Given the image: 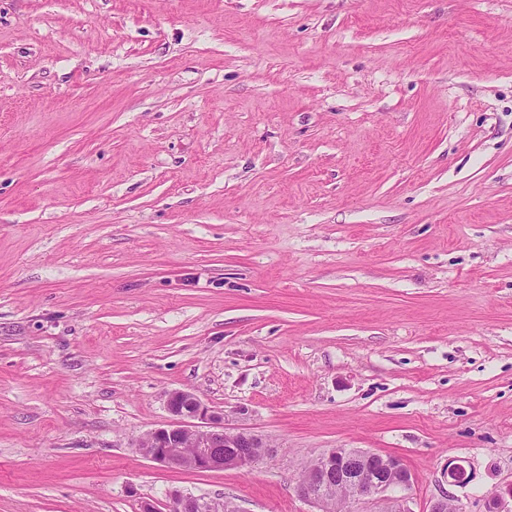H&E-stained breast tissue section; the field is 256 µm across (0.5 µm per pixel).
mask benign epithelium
I'll list each match as a JSON object with an SVG mask.
<instances>
[{
  "label": "benign epithelium",
  "instance_id": "obj_1",
  "mask_svg": "<svg viewBox=\"0 0 512 512\" xmlns=\"http://www.w3.org/2000/svg\"><path fill=\"white\" fill-rule=\"evenodd\" d=\"M166 408L171 420L152 429L139 441L147 459L193 471L251 468L270 455V445L260 435L224 426V413L214 410L188 391L168 394ZM196 420L206 425L194 424ZM412 475L394 455L354 449L332 448L306 467L297 480L300 497L316 506L318 512H346L340 493L348 501L383 500V512H411L406 499L383 497L395 488H407ZM141 512H238L228 500L218 503L191 493L174 491L165 510L152 502L141 505Z\"/></svg>",
  "mask_w": 512,
  "mask_h": 512
}]
</instances>
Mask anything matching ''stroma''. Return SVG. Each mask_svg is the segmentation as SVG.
<instances>
[{
    "label": "stroma",
    "instance_id": "stroma-1",
    "mask_svg": "<svg viewBox=\"0 0 512 512\" xmlns=\"http://www.w3.org/2000/svg\"><path fill=\"white\" fill-rule=\"evenodd\" d=\"M174 390L271 455L145 458ZM331 448L512 486V0H0V512H314ZM165 512H238L234 504L228 500L222 503L191 493L173 491L165 505Z\"/></svg>",
    "mask_w": 512,
    "mask_h": 512
}]
</instances>
